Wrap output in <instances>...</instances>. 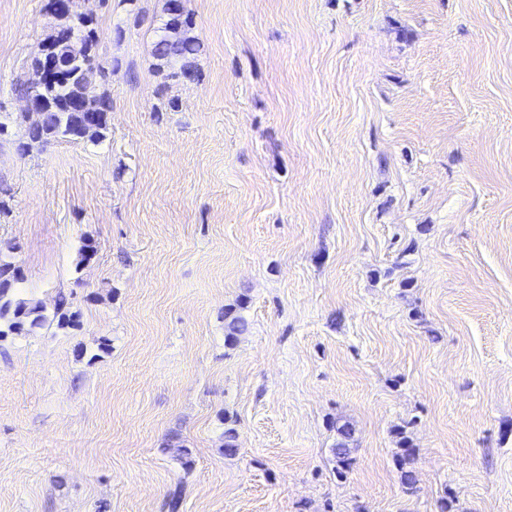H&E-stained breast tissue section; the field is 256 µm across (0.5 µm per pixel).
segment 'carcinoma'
Segmentation results:
<instances>
[{
	"label": "carcinoma",
	"mask_w": 512,
	"mask_h": 512,
	"mask_svg": "<svg viewBox=\"0 0 512 512\" xmlns=\"http://www.w3.org/2000/svg\"><path fill=\"white\" fill-rule=\"evenodd\" d=\"M168 16L153 42V55L162 64L176 65L173 77L194 74L200 43L192 30L194 14L186 9L184 0H166ZM59 24L40 53L30 63L27 78L15 91L30 102V112L22 121L10 113H0V138L15 136L13 143L20 154L34 144L50 146L59 141L96 142L107 129L110 102L91 98L87 93L96 76L105 74V66L96 51L93 19L81 14H57ZM14 246L0 249V340L9 336H26L52 324L61 330L80 325V314L71 310L70 298H57L54 308L47 310L38 301L25 298L21 273L12 260ZM247 330L245 319L229 309L224 311V340L230 342ZM402 448L396 453L401 481L406 489H414L415 472L411 468L413 448L407 436L401 437ZM336 473L345 476L351 467L350 449L340 442L334 448Z\"/></svg>",
	"instance_id": "carcinoma-1"
}]
</instances>
